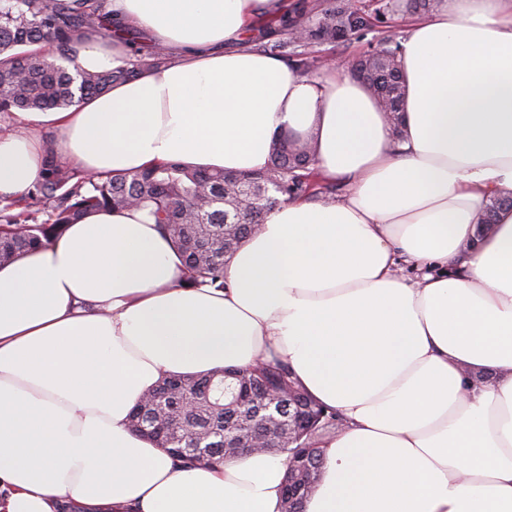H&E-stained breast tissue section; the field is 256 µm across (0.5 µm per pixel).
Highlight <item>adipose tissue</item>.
Masks as SVG:
<instances>
[{
	"instance_id": "adipose-tissue-1",
	"label": "adipose tissue",
	"mask_w": 512,
	"mask_h": 512,
	"mask_svg": "<svg viewBox=\"0 0 512 512\" xmlns=\"http://www.w3.org/2000/svg\"><path fill=\"white\" fill-rule=\"evenodd\" d=\"M167 64L72 112L0 134V195L28 190L42 142L87 173L168 160L264 168L311 134L336 202L288 201L226 263L185 284L147 212H99L0 266V512H280L282 457L183 467L134 436V403L173 374L286 363L344 424L303 512H512V0H439L400 39L402 130L348 68L300 76L245 46L283 0H108ZM88 33L89 71L126 58ZM234 51H224V44ZM412 266L413 281L401 276Z\"/></svg>"
}]
</instances>
